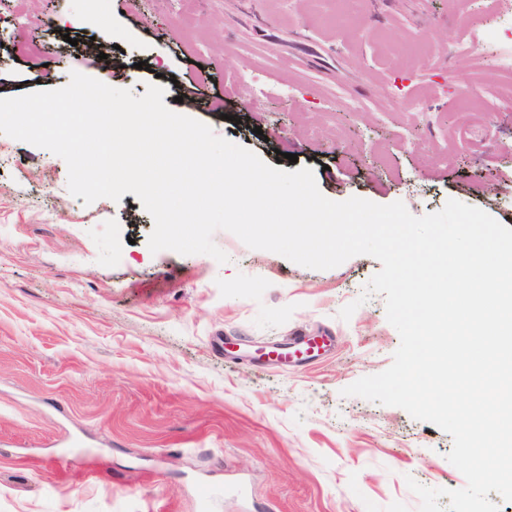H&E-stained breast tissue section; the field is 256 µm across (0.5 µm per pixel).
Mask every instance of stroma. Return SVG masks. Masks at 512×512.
Instances as JSON below:
<instances>
[{
  "label": "stroma",
  "mask_w": 512,
  "mask_h": 512,
  "mask_svg": "<svg viewBox=\"0 0 512 512\" xmlns=\"http://www.w3.org/2000/svg\"><path fill=\"white\" fill-rule=\"evenodd\" d=\"M492 8L8 0L0 95L58 89L74 71L136 96L154 83L271 167L311 168L330 200L420 217L453 198L512 228V112L463 103L449 52L469 19L483 21L482 50L512 43ZM191 81L204 93L182 100ZM67 182L62 158L0 134V512H199L203 485L219 491L210 512H419L407 478L465 486L447 432L341 394L400 344L383 295L361 297L377 259L314 270L226 230L213 235L223 264L154 253L134 194L88 205ZM297 335L326 348L288 367L258 358Z\"/></svg>",
  "instance_id": "1"
}]
</instances>
